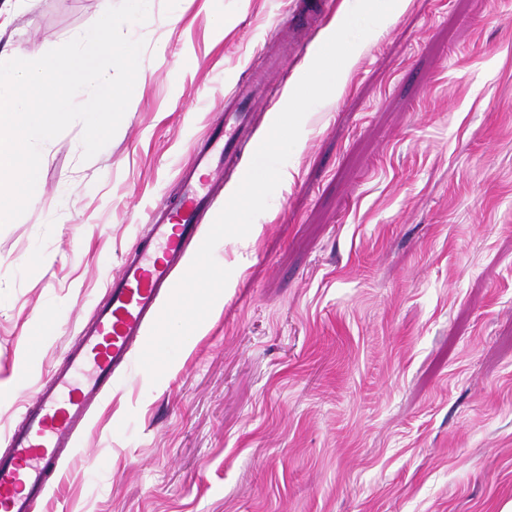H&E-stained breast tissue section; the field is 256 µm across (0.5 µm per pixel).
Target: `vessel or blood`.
I'll return each instance as SVG.
<instances>
[{"mask_svg":"<svg viewBox=\"0 0 512 512\" xmlns=\"http://www.w3.org/2000/svg\"><path fill=\"white\" fill-rule=\"evenodd\" d=\"M274 67V60L266 59L236 84L222 123L194 145L178 198L148 212L146 244L123 257L106 299L83 324L65 361L31 393L22 424L8 436L10 451L0 457V512H34L40 499L60 488L95 406L157 320L173 275L198 236L200 212L222 190L225 173L236 168L250 112L264 99Z\"/></svg>","mask_w":512,"mask_h":512,"instance_id":"1","label":"vessel or blood"}]
</instances>
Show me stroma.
I'll list each match as a JSON object with an SVG mask.
<instances>
[{"label":"stroma","mask_w":512,"mask_h":512,"mask_svg":"<svg viewBox=\"0 0 512 512\" xmlns=\"http://www.w3.org/2000/svg\"><path fill=\"white\" fill-rule=\"evenodd\" d=\"M296 2L153 0L124 28L146 47L114 137L84 159L77 122L43 148L36 201L0 229V455ZM334 2L202 230L347 16ZM105 9L33 0L0 29V61ZM355 53L257 236L216 245L220 314L158 382L130 362L80 442L89 460L35 512H512V0H405Z\"/></svg>","instance_id":"35a3bbf8"}]
</instances>
